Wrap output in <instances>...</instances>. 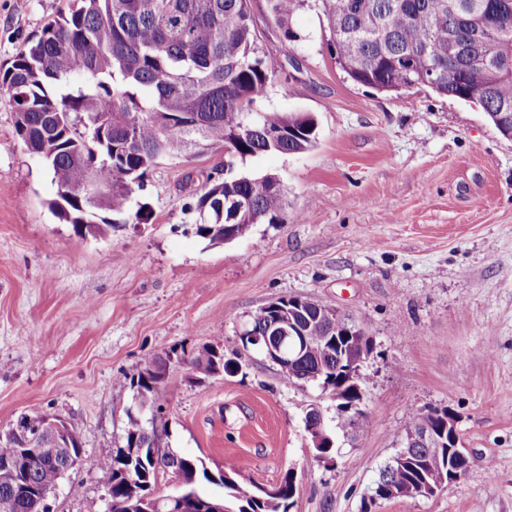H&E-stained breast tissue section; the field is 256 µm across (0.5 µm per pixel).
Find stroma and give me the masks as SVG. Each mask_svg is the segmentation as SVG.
<instances>
[{"label": "stroma", "mask_w": 512, "mask_h": 512, "mask_svg": "<svg viewBox=\"0 0 512 512\" xmlns=\"http://www.w3.org/2000/svg\"><path fill=\"white\" fill-rule=\"evenodd\" d=\"M68 0H0V66ZM258 44L278 70L263 109L305 112L316 145L247 162L220 149L166 157L136 200L145 224L81 236L48 207L56 191L13 129L0 94V433L20 414L58 415L80 433L82 463L52 512H108L99 463L139 411L128 380L146 361L218 344L232 373L171 369L158 403L165 448L271 489L296 472L290 512H512V139L480 107L423 89L380 94L327 49L307 0L287 45L267 0H250ZM278 175L301 220L256 224L230 242L196 234L207 175ZM304 296L367 327L365 413L336 430L317 383H284L240 334L269 301ZM317 404L337 454L315 459L305 413ZM448 411L473 457L432 497H369L413 412Z\"/></svg>", "instance_id": "1"}]
</instances>
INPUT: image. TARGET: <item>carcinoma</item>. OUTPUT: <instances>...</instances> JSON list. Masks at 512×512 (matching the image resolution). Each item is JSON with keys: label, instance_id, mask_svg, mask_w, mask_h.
I'll use <instances>...</instances> for the list:
<instances>
[{"label": "carcinoma", "instance_id": "1", "mask_svg": "<svg viewBox=\"0 0 512 512\" xmlns=\"http://www.w3.org/2000/svg\"><path fill=\"white\" fill-rule=\"evenodd\" d=\"M305 0H269L271 16L287 44L302 36L292 28L293 15ZM483 14L448 15V0H320L330 31L327 48L354 82L378 92L402 95L427 87L441 96L479 106L496 128L512 137V0H485ZM84 81L75 86L76 73ZM276 68L260 55L249 0H71L69 11L48 21L29 39L11 65L0 69V90L14 105V130L24 145L50 170L57 191L49 208L59 220L89 225L88 233L104 237L112 219L146 224V206L128 209L133 193L143 189L149 171L163 156L181 155L202 142L222 148L244 162L262 153H303L316 144L312 119H294V132L271 142L267 134L281 128L285 114L257 106ZM91 181L112 183V195L98 208L78 198L77 189ZM196 232L214 241L224 225H236L243 237L253 224H286L288 208L281 180L274 174H241L233 180L206 178L196 202ZM331 305L302 298L296 307V334L314 340V348L279 368L293 385L311 380L322 392L342 389L336 372V348L345 316L327 317ZM277 312L262 307L251 318V330L274 327ZM165 358L147 362L129 381L139 395L137 406L155 407L160 394L154 368ZM190 365L225 373L234 363L219 345L202 348L186 359ZM157 435L129 417L124 447L135 442L151 447ZM65 449L47 441L39 462L22 473L35 489H52L60 480ZM448 449L417 448L410 467L381 469L377 483L408 486L421 477L433 479ZM112 474L111 499L132 495L130 481H155V470L175 469L191 482V494L209 500L208 483L224 488L231 512H288L293 476L279 483L278 503L265 499L234 478L233 471L215 476L199 457L171 459L130 469L119 449L100 462ZM9 512H36L29 495L0 485V500Z\"/></svg>", "mask_w": 512, "mask_h": 512}]
</instances>
